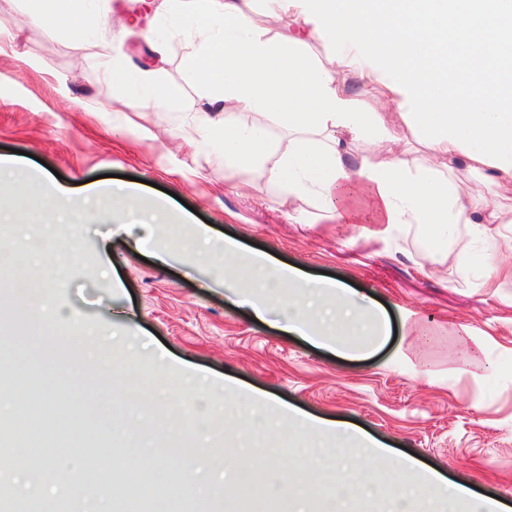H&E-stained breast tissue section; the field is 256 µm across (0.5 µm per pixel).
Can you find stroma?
Returning a JSON list of instances; mask_svg holds the SVG:
<instances>
[{
  "label": "stroma",
  "mask_w": 512,
  "mask_h": 512,
  "mask_svg": "<svg viewBox=\"0 0 512 512\" xmlns=\"http://www.w3.org/2000/svg\"><path fill=\"white\" fill-rule=\"evenodd\" d=\"M151 2L84 0L88 15L116 17L115 51L103 56L94 40L31 22L26 0H0V34L11 41L0 53V156L15 157L46 187L65 188L85 211L75 226L51 210L14 214L16 227L39 225L71 250L45 251L29 265L36 280L56 264L62 273L22 308L0 288V369H31L41 400L70 402V418L50 425L49 437L106 434L124 454H147L164 480L196 470L191 512H224L225 501L237 499L242 485L223 479L224 457L243 456L247 470L265 472L273 485L294 478L311 446L274 410L243 399L225 407L229 380L360 426L388 450V460L372 466L365 449L350 450L380 489L395 482L392 460L409 457L512 506V281L489 284L495 270L512 269V224L494 241H473L464 273L455 254L431 262L415 228L376 223L369 196L355 200L352 223L336 224L313 201L282 208L268 195L225 186L209 151L184 144L200 127L191 111L202 89L183 81L193 44ZM125 16L142 34L166 39L161 78L182 84L181 103L136 112L111 94L104 73L137 58ZM126 175L142 179L144 210L167 208V224L187 234L210 226V243L183 251L167 224H115L85 209L90 185L115 189ZM228 237L243 253L265 252L373 296L390 315V339L372 356L341 359L255 320L224 286ZM25 308L46 326L63 320L66 336L44 342L24 327ZM95 347L115 361L109 382H100V362L88 354ZM200 393L212 418L194 427L195 452L185 458L175 430L188 413L171 397L192 403Z\"/></svg>",
  "instance_id": "35a3bbf8"
}]
</instances>
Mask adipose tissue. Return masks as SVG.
Instances as JSON below:
<instances>
[{"instance_id":"ef3b65f1","label":"adipose tissue","mask_w":512,"mask_h":512,"mask_svg":"<svg viewBox=\"0 0 512 512\" xmlns=\"http://www.w3.org/2000/svg\"><path fill=\"white\" fill-rule=\"evenodd\" d=\"M30 2L46 30L63 23L82 35L98 26L78 0ZM265 2L260 21L237 0H162L169 19L200 41L186 78L206 88L196 109L206 122L200 142L223 155L225 180L257 172L254 191L274 187L283 206L315 196L340 224L348 223L354 199L368 195L379 223L421 226L430 260L452 251L468 270L466 230L492 237L505 221L493 198L512 184V0ZM315 43L331 48L332 56L306 57ZM348 72L359 79L357 93L341 86ZM107 82L138 110L183 96L182 85L158 80L151 68L116 70ZM367 95L384 98L388 111L424 136L436 165L414 167L405 152L383 150L396 132L388 112L361 107ZM275 126L287 129L286 142L270 140ZM355 142L368 152L351 156ZM454 161L477 173L478 182L451 180ZM243 263L255 280L238 302L259 321L279 310L286 333L340 358L370 355L390 334L372 298L309 278L266 254L242 256L234 240H225V266ZM348 335L358 344H344ZM292 423L333 437L327 456L339 464L333 480L340 491L366 490L364 469L343 465L344 452L358 444L377 459L385 455L382 447L344 420L296 416ZM434 493L466 500L469 512H493V503L435 473L420 476L416 495L395 501L392 512H420L422 496Z\"/></svg>"}]
</instances>
